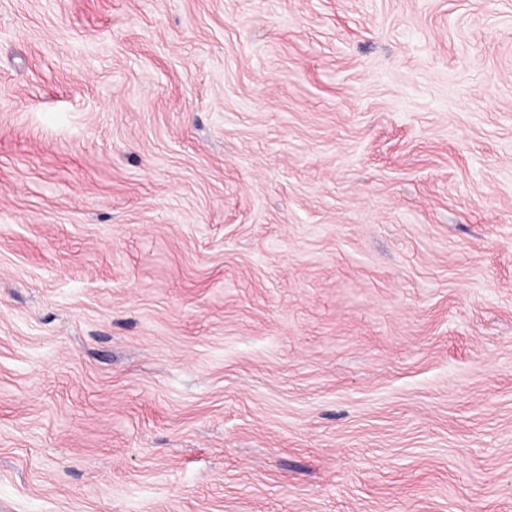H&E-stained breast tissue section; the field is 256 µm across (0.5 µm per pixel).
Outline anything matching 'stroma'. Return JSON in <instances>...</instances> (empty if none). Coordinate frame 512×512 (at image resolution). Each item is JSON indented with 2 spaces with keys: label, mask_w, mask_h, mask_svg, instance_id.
<instances>
[{
  "label": "stroma",
  "mask_w": 512,
  "mask_h": 512,
  "mask_svg": "<svg viewBox=\"0 0 512 512\" xmlns=\"http://www.w3.org/2000/svg\"><path fill=\"white\" fill-rule=\"evenodd\" d=\"M0 512H512V0H0Z\"/></svg>",
  "instance_id": "stroma-1"
}]
</instances>
